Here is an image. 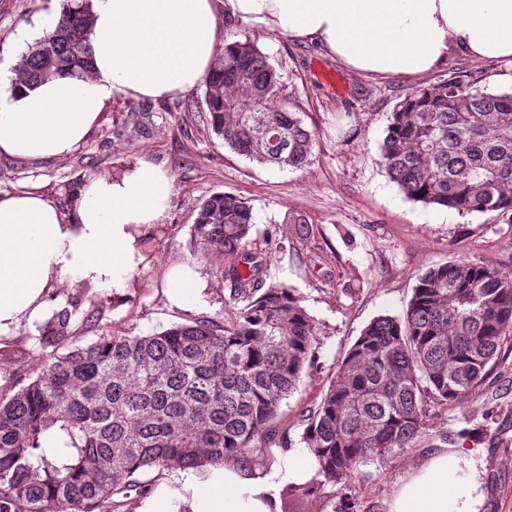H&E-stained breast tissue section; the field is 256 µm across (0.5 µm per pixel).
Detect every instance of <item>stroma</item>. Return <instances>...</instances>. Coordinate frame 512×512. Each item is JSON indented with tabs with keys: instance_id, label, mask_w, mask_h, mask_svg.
I'll use <instances>...</instances> for the list:
<instances>
[{
	"instance_id": "1",
	"label": "stroma",
	"mask_w": 512,
	"mask_h": 512,
	"mask_svg": "<svg viewBox=\"0 0 512 512\" xmlns=\"http://www.w3.org/2000/svg\"><path fill=\"white\" fill-rule=\"evenodd\" d=\"M44 0H0V62L17 65L29 47ZM227 41L250 39L280 75V94L303 113L315 133L308 165L278 173L225 147L211 131L204 87L174 98L121 100L102 113L90 138L65 160L43 163L0 156V194L40 189L61 207L71 206L88 177L123 171L134 157L163 164L174 177L168 223L144 244L122 299L100 291L104 319L81 328L79 344L100 332L147 335L198 319L217 322L234 312L227 275L238 258H194L190 229L197 206L216 192L250 205L252 245L261 252L265 283L294 288L319 334L314 360L283 405V422L299 440L301 419L329 389L337 368L363 329L381 315L399 316L418 276L451 260L485 262L512 271V220L495 212L459 215L405 199L381 165L378 146L391 113L404 97L454 72L483 76L488 91L512 89V59L476 60L455 52L434 70L384 78L354 72L317 43L259 31L235 21ZM333 83H326L325 74ZM192 265L204 290L193 308L169 307L164 273L174 263ZM37 325H22L0 340V376L10 396L41 357ZM430 433L454 434L477 448L485 462V512H512V355L459 405H432ZM422 449L361 465L349 487H326L323 498L300 512H330L333 498L355 493L363 512H386L401 480L422 459Z\"/></svg>"
}]
</instances>
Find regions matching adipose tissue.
Here are the masks:
<instances>
[{
	"instance_id": "obj_1",
	"label": "adipose tissue",
	"mask_w": 512,
	"mask_h": 512,
	"mask_svg": "<svg viewBox=\"0 0 512 512\" xmlns=\"http://www.w3.org/2000/svg\"><path fill=\"white\" fill-rule=\"evenodd\" d=\"M94 68L58 74L29 88L0 62V155L67 158L117 99L181 96L204 82L216 61L221 15L254 28L318 43L354 71L420 75L455 50L476 59L512 58V0H90ZM173 178L134 158L119 175L98 174L62 210L45 194L0 195V335L33 324L63 282L128 288L143 261L148 230L165 223ZM166 297L176 308L198 298V274L175 263ZM316 473L309 453L291 449L267 473L238 462L180 473L178 490L160 484L136 512H279L283 481ZM474 454L439 449L399 484L387 512H483Z\"/></svg>"
}]
</instances>
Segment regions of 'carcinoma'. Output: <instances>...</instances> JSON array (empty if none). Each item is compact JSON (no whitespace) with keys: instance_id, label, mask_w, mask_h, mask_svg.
Instances as JSON below:
<instances>
[{"instance_id":"1","label":"carcinoma","mask_w":512,"mask_h":512,"mask_svg":"<svg viewBox=\"0 0 512 512\" xmlns=\"http://www.w3.org/2000/svg\"><path fill=\"white\" fill-rule=\"evenodd\" d=\"M90 33L89 0H67L55 29L22 56L19 83L89 75ZM479 82L454 72L391 113L380 157L407 199L512 215V91ZM205 102L212 131L237 154L281 173L309 163L315 134L250 40L224 47ZM251 230L250 206L225 192L203 200L191 226L193 256H241L244 268L227 272L240 307L226 323L107 331L80 345V325L100 311L88 282L52 312L38 336L41 363L0 398V512H121L131 493H149L147 473L235 458L254 476L278 463L265 445L292 447L282 406L312 363L317 326L294 289L264 285ZM510 353L512 272L483 262L427 268L405 313L367 325L303 415L300 442L318 468L312 480L284 486L282 512L322 497L327 485H348L361 464L455 444L450 434L430 439L426 407L462 403Z\"/></svg>"}]
</instances>
